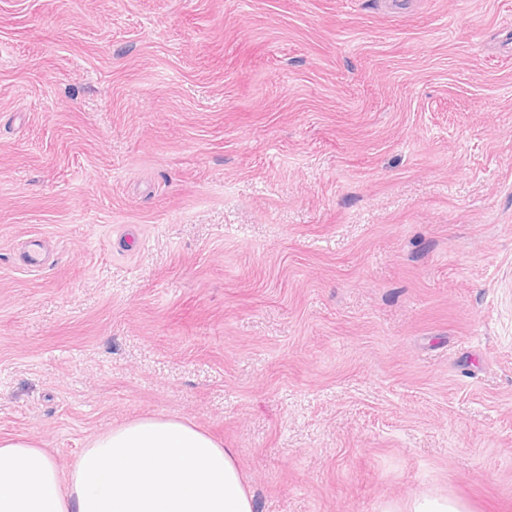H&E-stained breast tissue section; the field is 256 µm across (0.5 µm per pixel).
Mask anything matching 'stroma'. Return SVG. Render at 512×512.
<instances>
[{
	"label": "stroma",
	"instance_id": "stroma-1",
	"mask_svg": "<svg viewBox=\"0 0 512 512\" xmlns=\"http://www.w3.org/2000/svg\"><path fill=\"white\" fill-rule=\"evenodd\" d=\"M149 415L512 512V0H0V436Z\"/></svg>",
	"mask_w": 512,
	"mask_h": 512
}]
</instances>
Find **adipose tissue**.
<instances>
[{
  "label": "adipose tissue",
  "instance_id": "1",
  "mask_svg": "<svg viewBox=\"0 0 512 512\" xmlns=\"http://www.w3.org/2000/svg\"><path fill=\"white\" fill-rule=\"evenodd\" d=\"M0 512H257L236 449L147 416L96 435L60 471L32 437H0Z\"/></svg>",
  "mask_w": 512,
  "mask_h": 512
}]
</instances>
